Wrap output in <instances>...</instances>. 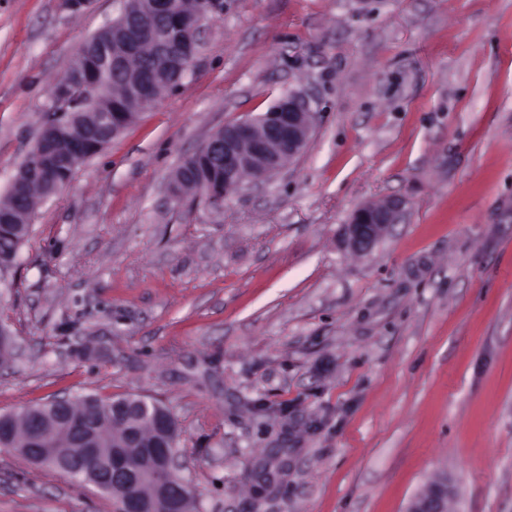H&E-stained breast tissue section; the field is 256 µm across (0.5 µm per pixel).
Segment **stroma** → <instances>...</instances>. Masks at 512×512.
<instances>
[{
    "mask_svg": "<svg viewBox=\"0 0 512 512\" xmlns=\"http://www.w3.org/2000/svg\"><path fill=\"white\" fill-rule=\"evenodd\" d=\"M0 0V196L50 85L117 16ZM306 94L305 151L212 209L171 175L225 124ZM405 200L367 253L342 230ZM0 288V414L161 402L198 512H512V0H224L180 83L41 203ZM287 449L275 487L258 462ZM0 448V512H115ZM458 495V488L448 473L435 477L415 495L405 512H448V502Z\"/></svg>",
    "mask_w": 512,
    "mask_h": 512,
    "instance_id": "obj_1",
    "label": "stroma"
}]
</instances>
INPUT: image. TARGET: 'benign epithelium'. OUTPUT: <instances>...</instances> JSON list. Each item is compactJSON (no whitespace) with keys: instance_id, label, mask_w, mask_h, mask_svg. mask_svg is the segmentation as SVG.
<instances>
[{"instance_id":"obj_1","label":"benign epithelium","mask_w":512,"mask_h":512,"mask_svg":"<svg viewBox=\"0 0 512 512\" xmlns=\"http://www.w3.org/2000/svg\"><path fill=\"white\" fill-rule=\"evenodd\" d=\"M205 7L189 12L175 7L174 0H124L120 15L106 27L112 39L98 42L87 55L76 79L86 92L97 86L96 63L106 56L112 70L126 74L123 95L112 100L107 111H100L97 99H82L87 107L97 111L102 119L112 120V129L121 128L131 114L142 113L155 105L153 94L158 76H165L172 85L181 81L198 44L202 20L224 9L223 0H204ZM148 50L157 61L150 72H133L129 61ZM318 120V112L309 98L300 92L282 96L267 112L224 125L211 136L198 153L224 164V176L247 171L250 186H262L269 174L283 168L299 157L308 146ZM27 157L32 162L21 167L12 178L8 190L28 193L31 180L52 185L54 174L62 166L72 163V154L61 149L56 135L41 130ZM405 201L391 198L385 202H367L361 205L344 225L347 246L355 252L369 251L387 228L397 223ZM71 399L63 396L50 401L59 415L70 425L82 431L74 459L78 470L90 475L95 482L120 491L117 512H185L186 494L167 474L186 467V462L171 439V418L165 411L155 413L152 436L142 439L138 432H126L121 442L112 448V467L102 474L90 463L99 456L96 432L84 420H72L68 414ZM140 450V467L131 468L128 449ZM147 482L150 491L140 494L130 491L137 483ZM458 495V488L448 474L435 477L427 487L415 495L406 512H448V502Z\"/></svg>"}]
</instances>
